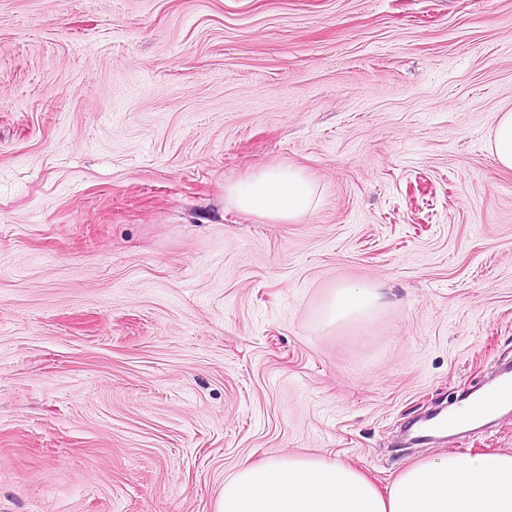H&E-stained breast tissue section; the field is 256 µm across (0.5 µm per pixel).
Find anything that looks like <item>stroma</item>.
Masks as SVG:
<instances>
[{
  "label": "stroma",
  "mask_w": 512,
  "mask_h": 512,
  "mask_svg": "<svg viewBox=\"0 0 512 512\" xmlns=\"http://www.w3.org/2000/svg\"><path fill=\"white\" fill-rule=\"evenodd\" d=\"M512 0H0V512H216L273 455L386 487L512 358ZM295 163L302 224L226 208ZM342 281L389 306L312 332ZM490 151L498 168L512 174V108L497 112L490 132Z\"/></svg>",
  "instance_id": "1"
}]
</instances>
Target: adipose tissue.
<instances>
[{
    "label": "adipose tissue",
    "instance_id": "ef3b65f1",
    "mask_svg": "<svg viewBox=\"0 0 512 512\" xmlns=\"http://www.w3.org/2000/svg\"><path fill=\"white\" fill-rule=\"evenodd\" d=\"M230 208L264 224H301L322 203L301 166L263 168L224 187ZM388 303L371 284L340 283L322 302L316 335L374 320ZM216 512H512V455L455 454L413 463L387 489L363 472L320 457L276 456L226 477Z\"/></svg>",
    "mask_w": 512,
    "mask_h": 512
}]
</instances>
